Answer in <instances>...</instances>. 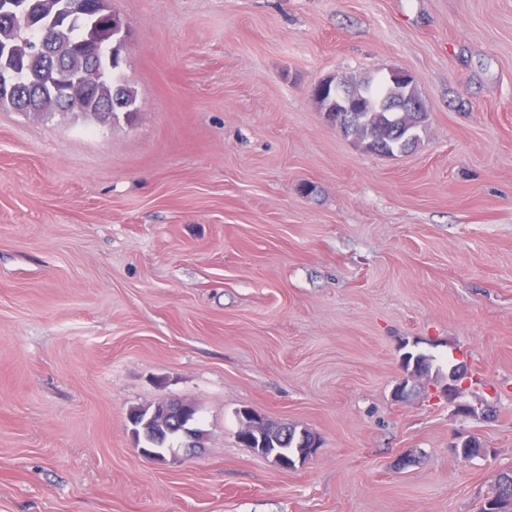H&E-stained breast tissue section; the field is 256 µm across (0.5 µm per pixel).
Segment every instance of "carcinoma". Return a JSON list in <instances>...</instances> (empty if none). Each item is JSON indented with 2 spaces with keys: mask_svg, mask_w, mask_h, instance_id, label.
Listing matches in <instances>:
<instances>
[{
  "mask_svg": "<svg viewBox=\"0 0 512 512\" xmlns=\"http://www.w3.org/2000/svg\"><path fill=\"white\" fill-rule=\"evenodd\" d=\"M122 33L116 31L95 7V0H0V75L9 76L11 94L0 93V108L37 113L66 112L65 92L85 96V116L96 119L105 106L112 115L130 120L137 112L134 93L124 84ZM362 101L360 112L336 111V98L329 89L316 90L315 99L328 121L346 134L358 137L363 148L374 154H392L414 147L416 129L427 113L412 107L396 112L389 104L417 95L398 79L366 80L347 88ZM162 404L135 410L130 420L137 436L150 448H169L183 435L184 419L173 411L158 413ZM312 433L282 427L264 436L265 447L289 456H308ZM499 497L512 499V468L495 479Z\"/></svg>",
  "mask_w": 512,
  "mask_h": 512,
  "instance_id": "carcinoma-1",
  "label": "carcinoma"
}]
</instances>
